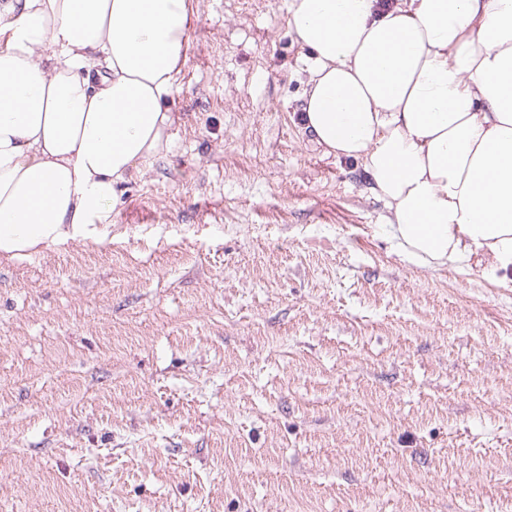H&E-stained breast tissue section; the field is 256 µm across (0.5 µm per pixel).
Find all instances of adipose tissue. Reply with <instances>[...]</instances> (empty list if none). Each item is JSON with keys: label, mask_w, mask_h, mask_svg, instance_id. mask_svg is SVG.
Here are the masks:
<instances>
[{"label": "adipose tissue", "mask_w": 512, "mask_h": 512, "mask_svg": "<svg viewBox=\"0 0 512 512\" xmlns=\"http://www.w3.org/2000/svg\"><path fill=\"white\" fill-rule=\"evenodd\" d=\"M189 0H0V256L103 241L168 146ZM304 129L404 261L512 282V0H289Z\"/></svg>", "instance_id": "1"}]
</instances>
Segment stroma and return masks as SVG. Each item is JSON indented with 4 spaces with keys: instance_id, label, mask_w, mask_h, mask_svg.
<instances>
[{
    "instance_id": "obj_1",
    "label": "stroma",
    "mask_w": 512,
    "mask_h": 512,
    "mask_svg": "<svg viewBox=\"0 0 512 512\" xmlns=\"http://www.w3.org/2000/svg\"><path fill=\"white\" fill-rule=\"evenodd\" d=\"M110 240L0 259V512H512V288L397 255L288 0H190Z\"/></svg>"
}]
</instances>
